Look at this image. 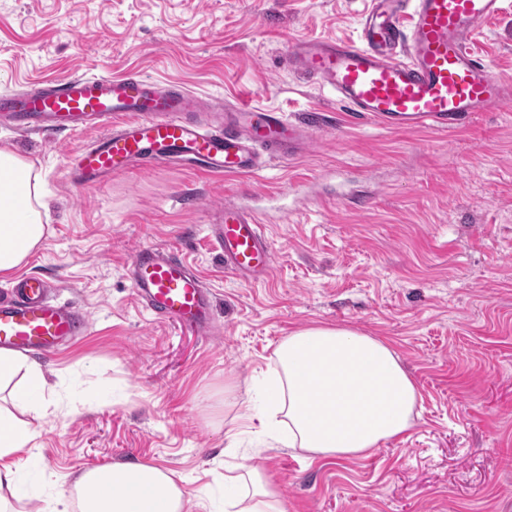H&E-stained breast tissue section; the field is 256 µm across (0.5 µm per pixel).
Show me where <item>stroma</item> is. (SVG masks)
<instances>
[{
  "mask_svg": "<svg viewBox=\"0 0 512 512\" xmlns=\"http://www.w3.org/2000/svg\"><path fill=\"white\" fill-rule=\"evenodd\" d=\"M370 0H0V93L48 76L142 74L192 93L283 112H318L301 158L223 178L177 164L133 167L93 190L65 177L82 131L51 138L0 129L33 161L49 201L24 270L88 312L87 335L38 358L48 414L16 465L43 505L86 470L115 463L177 472L222 512L224 483L249 457L286 512H512V96L451 132L390 131L288 70L290 45L357 38ZM476 48L512 79V0L479 25ZM298 194L280 198L287 185ZM238 199L268 209L272 275L224 271L205 227ZM174 248L215 295L217 331L155 320L136 300L135 249ZM331 325L390 342L422 402L408 437L346 460L289 447L273 423L253 434L252 403L276 399V350ZM238 427L237 438L226 437Z\"/></svg>",
  "mask_w": 512,
  "mask_h": 512,
  "instance_id": "1",
  "label": "stroma"
}]
</instances>
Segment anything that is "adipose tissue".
Masks as SVG:
<instances>
[{
    "instance_id": "obj_1",
    "label": "adipose tissue",
    "mask_w": 512,
    "mask_h": 512,
    "mask_svg": "<svg viewBox=\"0 0 512 512\" xmlns=\"http://www.w3.org/2000/svg\"><path fill=\"white\" fill-rule=\"evenodd\" d=\"M34 162L0 149V274L23 266L43 244L48 215ZM288 445L315 457H360L413 428L420 392L383 339L344 327L297 329L277 349ZM37 365L0 351V512H13L19 473L14 459L40 435L32 416L45 407ZM28 410L21 418L19 410ZM243 498L231 512H285L281 493L259 468L241 464ZM79 512H197L175 473L154 464H114L83 472L74 482Z\"/></svg>"
}]
</instances>
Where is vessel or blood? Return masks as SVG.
Listing matches in <instances>:
<instances>
[{"instance_id":"obj_1","label":"vessel or blood","mask_w":512,"mask_h":512,"mask_svg":"<svg viewBox=\"0 0 512 512\" xmlns=\"http://www.w3.org/2000/svg\"><path fill=\"white\" fill-rule=\"evenodd\" d=\"M370 2L358 42L304 41L288 51L296 70L350 111L392 130L447 132L512 94L472 44L479 24L499 14L504 0ZM320 124L317 114L292 122L253 103L226 106L137 74H70L0 94V128L14 134L98 130L66 166L68 181L84 190L137 165L249 176L268 160L297 159ZM213 215L208 239L223 255L225 272L246 282L269 278L274 250L263 231L265 211L227 201ZM130 266L135 295L155 318L212 333L211 291L173 248L139 247ZM50 288L31 275L0 298V350L45 354L88 331V314L53 301Z\"/></svg>"}]
</instances>
